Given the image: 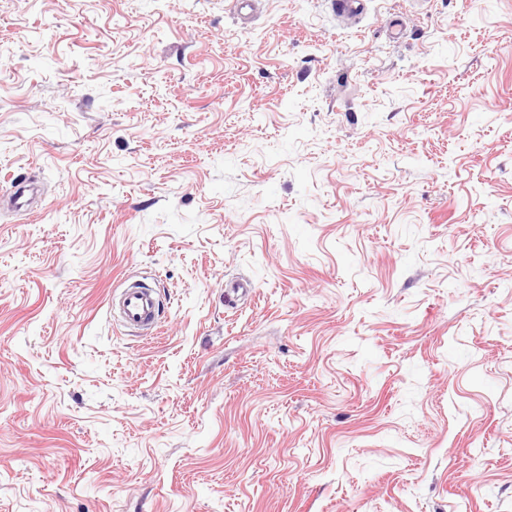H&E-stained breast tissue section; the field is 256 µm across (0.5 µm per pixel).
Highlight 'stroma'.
I'll return each instance as SVG.
<instances>
[{"mask_svg":"<svg viewBox=\"0 0 512 512\" xmlns=\"http://www.w3.org/2000/svg\"><path fill=\"white\" fill-rule=\"evenodd\" d=\"M0 512H512V0H0ZM159 303L151 288H127L121 292L119 322L124 328H148L157 323Z\"/></svg>","mask_w":512,"mask_h":512,"instance_id":"obj_1","label":"stroma"}]
</instances>
